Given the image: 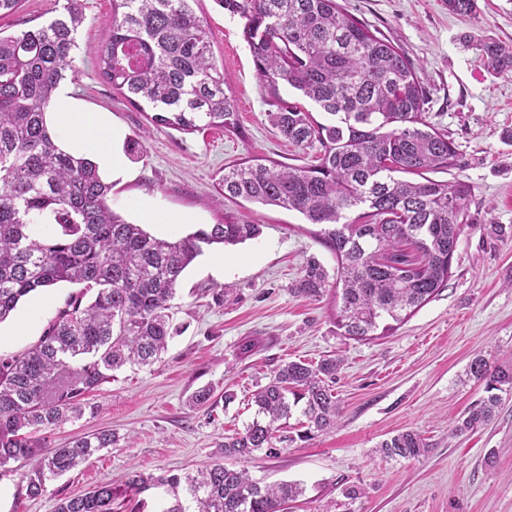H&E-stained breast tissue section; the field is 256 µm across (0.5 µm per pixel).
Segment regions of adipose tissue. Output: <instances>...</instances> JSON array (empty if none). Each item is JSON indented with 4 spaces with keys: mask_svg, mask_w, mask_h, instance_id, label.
I'll use <instances>...</instances> for the list:
<instances>
[{
    "mask_svg": "<svg viewBox=\"0 0 512 512\" xmlns=\"http://www.w3.org/2000/svg\"><path fill=\"white\" fill-rule=\"evenodd\" d=\"M53 112L58 118L59 142L66 151L88 156L106 176L125 175V160L116 147L122 137L119 130L108 129L97 115L78 111L65 90L56 97Z\"/></svg>",
    "mask_w": 512,
    "mask_h": 512,
    "instance_id": "adipose-tissue-1",
    "label": "adipose tissue"
}]
</instances>
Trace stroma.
<instances>
[{"label":"stroma","mask_w":512,"mask_h":512,"mask_svg":"<svg viewBox=\"0 0 512 512\" xmlns=\"http://www.w3.org/2000/svg\"><path fill=\"white\" fill-rule=\"evenodd\" d=\"M414 65L426 88L430 120L453 142L456 160L441 179L468 182V222L460 236L448 285L386 333L366 340L336 325L340 299L326 288L316 300L296 293L309 260L328 274L336 257L320 228L281 208L220 196L226 166L245 158L305 166L317 151L288 142L271 125L267 94L242 36L239 17L215 0H200L213 54L224 69L239 130L218 127L183 133L150 127L148 103L135 106L100 74L96 55L110 35L112 0H81L78 73L64 87L81 111L105 114L123 140L141 137L140 159L126 158L127 174L113 181L109 203L128 222L157 237L178 239L232 218L258 224V238L209 248L185 271L171 314L176 331L158 362L127 365L87 396L95 414L56 427L62 446L99 430L117 442L90 461L28 496L22 462L0 470V512H54L62 497L91 491L125 474L196 473L221 456L227 435L254 418L251 397L290 361L317 363L338 355L332 384L342 407L336 428L289 443L275 459L257 453L237 468L264 484L288 481L305 493L287 512H512V393L495 417L474 432L453 428L485 397L483 382L467 377L475 355L489 362L512 354V75H494L465 34L483 33L512 44V0H477L475 16L449 12L446 0H338ZM187 215L159 226L145 212ZM495 224L505 235L492 234ZM223 259V273L212 264ZM76 285L60 283L19 302L0 323V354L25 351L43 335ZM252 341L254 350L240 346ZM210 400L192 405L200 389ZM233 402H225V392ZM407 430L429 445L415 459L381 456V441ZM494 463H487V456ZM357 488L347 496L348 488Z\"/></svg>","instance_id":"1"}]
</instances>
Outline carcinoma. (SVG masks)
Instances as JSON below:
<instances>
[{"mask_svg": "<svg viewBox=\"0 0 512 512\" xmlns=\"http://www.w3.org/2000/svg\"><path fill=\"white\" fill-rule=\"evenodd\" d=\"M66 0L48 24L0 34V323L19 301L61 282L79 286L43 336L22 354L0 356V469L33 462L23 474L38 496L47 481L116 443L109 431L52 448L49 430L84 415L85 395L127 363L151 365L173 334L170 302L185 270L216 245L261 234L259 224L230 219L170 241L114 212L112 185L87 157L63 151L47 114L66 72L77 73L76 35L85 17ZM199 0H112L110 36L98 52L100 73L127 101L144 100L151 122L191 133L202 127L238 129L236 105L214 58L213 35ZM243 22L256 75L269 91L273 127L302 148L319 144L317 164L302 167L250 160L224 168V196L301 214L321 226L336 255V326L365 340L386 319L403 322L447 286L453 253L468 219L471 187L428 174L454 164L456 151L430 121L422 79L389 41L344 11L337 0H216ZM498 75L512 74V46L479 43ZM286 85L325 114L317 121L299 102L280 97ZM362 210L350 220L348 212ZM327 272L312 258L296 292L320 297ZM343 364L291 361L253 394L256 417L224 437L223 458L194 475L129 474L89 493L63 497L55 512H112L119 490L141 494L163 486L185 512H284L303 493L297 483L262 485L228 461L256 452L276 457V423L302 405L308 439L336 427L341 408L329 382ZM469 373L488 396L454 431H473L493 419L498 392L512 391V357L491 366L475 356ZM387 457L415 458L428 444L413 430L384 440Z\"/></svg>", "mask_w": 512, "mask_h": 512, "instance_id": "carcinoma-1", "label": "carcinoma"}]
</instances>
